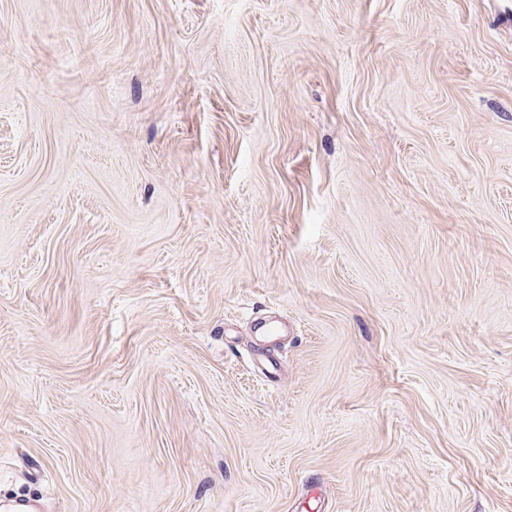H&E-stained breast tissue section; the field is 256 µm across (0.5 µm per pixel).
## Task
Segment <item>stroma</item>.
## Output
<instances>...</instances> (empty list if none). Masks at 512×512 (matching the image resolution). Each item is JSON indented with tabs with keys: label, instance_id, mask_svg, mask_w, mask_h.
I'll list each match as a JSON object with an SVG mask.
<instances>
[{
	"label": "stroma",
	"instance_id": "1",
	"mask_svg": "<svg viewBox=\"0 0 512 512\" xmlns=\"http://www.w3.org/2000/svg\"><path fill=\"white\" fill-rule=\"evenodd\" d=\"M21 498L512 512V0H0Z\"/></svg>",
	"mask_w": 512,
	"mask_h": 512
}]
</instances>
